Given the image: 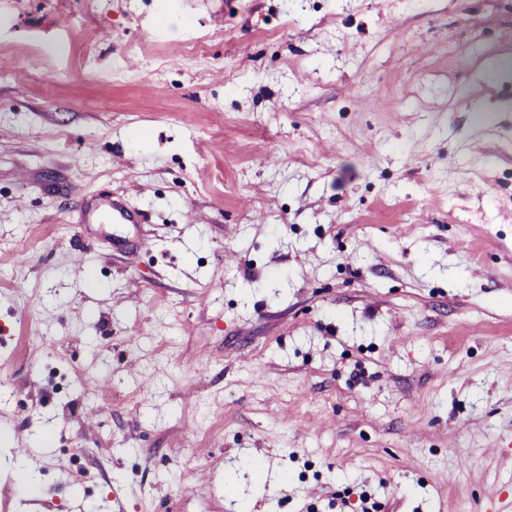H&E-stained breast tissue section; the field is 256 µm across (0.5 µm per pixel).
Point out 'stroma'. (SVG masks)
Wrapping results in <instances>:
<instances>
[{
	"label": "stroma",
	"instance_id": "1",
	"mask_svg": "<svg viewBox=\"0 0 512 512\" xmlns=\"http://www.w3.org/2000/svg\"><path fill=\"white\" fill-rule=\"evenodd\" d=\"M511 438L512 0H0V512H481Z\"/></svg>",
	"mask_w": 512,
	"mask_h": 512
}]
</instances>
